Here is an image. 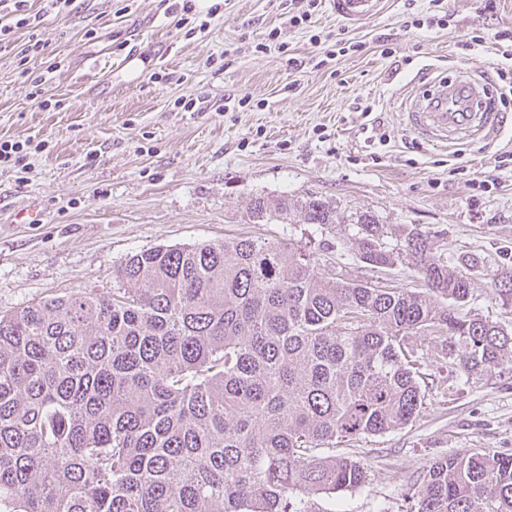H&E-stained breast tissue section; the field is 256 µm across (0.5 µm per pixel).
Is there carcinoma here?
<instances>
[{
	"label": "carcinoma",
	"mask_w": 512,
	"mask_h": 512,
	"mask_svg": "<svg viewBox=\"0 0 512 512\" xmlns=\"http://www.w3.org/2000/svg\"><path fill=\"white\" fill-rule=\"evenodd\" d=\"M321 199L249 200L251 224ZM362 263L413 265L424 290L326 281L311 253L260 237L129 256L108 293L52 295L0 315V512H304L302 494L362 487L321 454L420 416L429 332L463 371L512 365V330L469 315L473 257L451 267L412 228L355 222ZM408 512H512V455L436 459Z\"/></svg>",
	"instance_id": "carcinoma-1"
}]
</instances>
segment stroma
<instances>
[{
	"instance_id": "35a3bbf8",
	"label": "stroma",
	"mask_w": 512,
	"mask_h": 512,
	"mask_svg": "<svg viewBox=\"0 0 512 512\" xmlns=\"http://www.w3.org/2000/svg\"><path fill=\"white\" fill-rule=\"evenodd\" d=\"M193 2L219 10L188 38L163 0H74L65 13L30 0L44 55L20 63L24 28L0 43V139L45 143L25 181L0 167V314L73 290L111 291L114 269L142 250L243 236L303 247L327 280L419 287L407 263L360 262L351 234L368 213L387 226L388 247L419 228L448 263L483 258L471 313L511 328L512 303L494 282L512 276V108L496 133L445 149L420 136L407 112L444 79L498 87L494 35L512 28V0H386L360 27L322 5L300 28L277 0ZM421 12L449 19L403 32ZM272 29L277 42L261 48ZM383 35L391 54L381 52ZM353 43L358 51L339 55ZM128 57L133 66H124ZM45 72L46 95L61 102L55 110L27 96ZM243 96L249 107L232 108ZM180 97L194 99L195 111L176 109ZM259 195L314 196L342 221L308 224L293 211L278 224H252L246 204ZM23 208L39 210L41 223L16 219ZM410 344L424 363L420 416L337 443L368 480L307 495L306 512H406L407 494L435 459L475 449L512 455V371L468 377L437 356L428 334Z\"/></svg>"
}]
</instances>
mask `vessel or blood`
Listing matches in <instances>:
<instances>
[{"label":"vessel or blood","mask_w":512,"mask_h":512,"mask_svg":"<svg viewBox=\"0 0 512 512\" xmlns=\"http://www.w3.org/2000/svg\"><path fill=\"white\" fill-rule=\"evenodd\" d=\"M337 19L361 25L382 9L383 0H327ZM411 126L435 145L447 143L451 134L470 138L488 135L499 126L498 112L488 109L478 88L456 79L441 84L409 114Z\"/></svg>","instance_id":"vessel-or-blood-1"}]
</instances>
